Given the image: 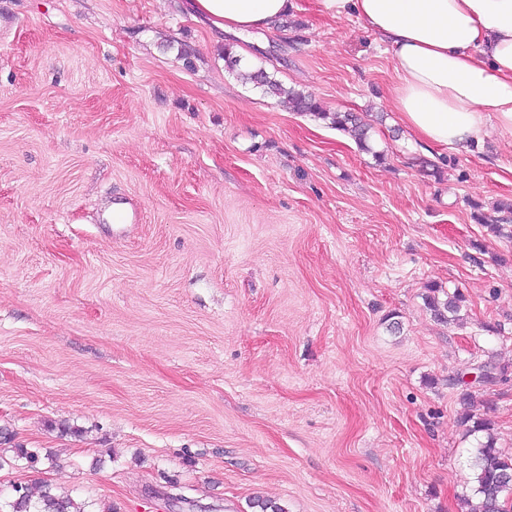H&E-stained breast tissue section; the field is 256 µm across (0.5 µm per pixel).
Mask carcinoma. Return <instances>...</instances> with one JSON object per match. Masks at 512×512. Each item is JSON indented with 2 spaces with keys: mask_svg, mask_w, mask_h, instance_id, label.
<instances>
[{
  "mask_svg": "<svg viewBox=\"0 0 512 512\" xmlns=\"http://www.w3.org/2000/svg\"><path fill=\"white\" fill-rule=\"evenodd\" d=\"M224 65L236 72L243 80L260 89L263 94L286 101L293 111L305 112L321 119L331 120L338 130L352 133L359 145L369 149L368 132L361 118L353 112H330L310 94L285 86L281 81L267 73L263 68L247 70L241 65V57L232 46H224ZM436 287H430V294L424 298L425 307L440 322L459 319L460 297L446 296L442 300L434 295ZM472 463L475 469V485L470 495L464 498L466 512H504L508 501H512V481L506 477L512 475V454L507 455L496 447L492 435L486 440L477 441L473 448ZM0 512H92L90 504L79 502L64 490L48 485L34 493L28 486L16 485L13 495L0 502Z\"/></svg>",
  "mask_w": 512,
  "mask_h": 512,
  "instance_id": "carcinoma-1",
  "label": "carcinoma"
}]
</instances>
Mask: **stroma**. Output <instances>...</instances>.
<instances>
[{"instance_id":"35a3bbf8","label":"stroma","mask_w":512,"mask_h":512,"mask_svg":"<svg viewBox=\"0 0 512 512\" xmlns=\"http://www.w3.org/2000/svg\"><path fill=\"white\" fill-rule=\"evenodd\" d=\"M293 4L248 62L374 120L370 151L228 72L181 0H0L1 498L465 512L466 392L512 454V239L471 208L512 198V145L417 143L378 37ZM437 287L431 286L430 292L424 298L425 307L431 312L437 321L448 323V321L459 320L460 311V297L456 294L453 296H446V299L442 300L434 294ZM450 314V316H448Z\"/></svg>"}]
</instances>
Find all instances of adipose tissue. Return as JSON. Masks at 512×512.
I'll use <instances>...</instances> for the list:
<instances>
[{
  "mask_svg": "<svg viewBox=\"0 0 512 512\" xmlns=\"http://www.w3.org/2000/svg\"><path fill=\"white\" fill-rule=\"evenodd\" d=\"M354 17L396 62L393 108L418 143L469 149L512 144V0H319ZM291 0H188L190 13L250 45Z\"/></svg>",
  "mask_w": 512,
  "mask_h": 512,
  "instance_id": "ef3b65f1",
  "label": "adipose tissue"
}]
</instances>
